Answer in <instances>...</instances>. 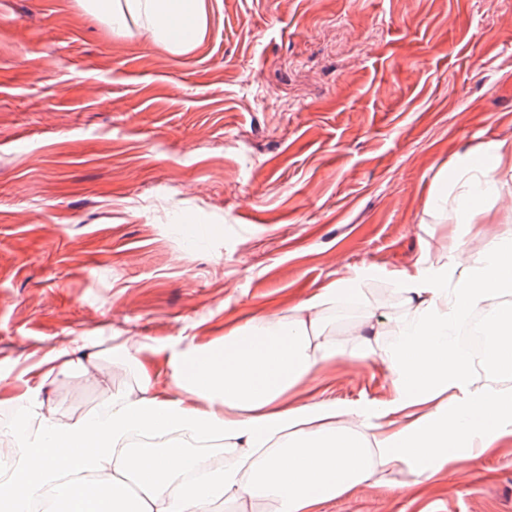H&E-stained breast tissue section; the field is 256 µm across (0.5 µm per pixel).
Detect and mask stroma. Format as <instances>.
I'll return each mask as SVG.
<instances>
[{
	"label": "stroma",
	"instance_id": "1",
	"mask_svg": "<svg viewBox=\"0 0 512 512\" xmlns=\"http://www.w3.org/2000/svg\"><path fill=\"white\" fill-rule=\"evenodd\" d=\"M491 139L512 143V0H208L184 56L77 0H0V376L75 419L133 387L127 364L43 381L38 356L210 340L360 268L364 306L327 329L390 332L393 273L448 260L440 172ZM394 397L373 358L293 392L398 428ZM321 512H512V437Z\"/></svg>",
	"mask_w": 512,
	"mask_h": 512
}]
</instances>
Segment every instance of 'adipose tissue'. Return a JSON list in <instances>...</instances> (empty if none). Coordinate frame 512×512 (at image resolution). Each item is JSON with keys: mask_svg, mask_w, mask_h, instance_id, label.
<instances>
[{"mask_svg": "<svg viewBox=\"0 0 512 512\" xmlns=\"http://www.w3.org/2000/svg\"><path fill=\"white\" fill-rule=\"evenodd\" d=\"M113 34L144 31L182 56L207 28L206 0H80ZM512 195V143L490 141L457 155L431 197L455 224L448 261L417 260L393 279L411 320L396 323L394 340L360 337L351 347L328 333L336 307L361 304L369 271L336 280L296 304L225 328L221 337L171 352L166 386L155 371L159 349L125 337L112 353L125 357L135 387L112 394L104 411L62 422L40 414L30 394L0 390V405L19 413L0 438L14 464L0 478V512H29L59 503L63 512H205L223 501L270 505L274 512H319L321 506L399 466L404 454L430 464L460 448L473 459L512 435V397L471 386L473 364L458 346L457 327L490 304L484 333L496 369L512 374V233L470 253L466 232L487 223L491 204ZM378 355L396 393L394 410L422 413L398 431L369 425V410L327 400L293 402L291 392L326 362ZM459 391L448 400V391ZM220 440L231 457L196 482L192 444ZM97 475L88 496L77 473Z\"/></svg>", "mask_w": 512, "mask_h": 512, "instance_id": "ef3b65f1", "label": "adipose tissue"}]
</instances>
